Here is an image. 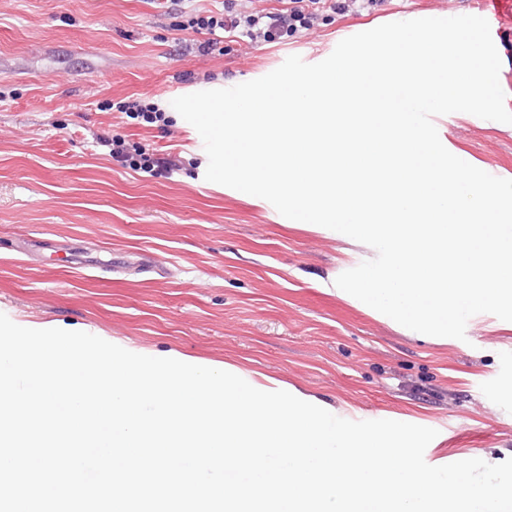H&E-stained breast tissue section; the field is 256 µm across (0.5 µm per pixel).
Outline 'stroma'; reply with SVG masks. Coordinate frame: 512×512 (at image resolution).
<instances>
[{
	"mask_svg": "<svg viewBox=\"0 0 512 512\" xmlns=\"http://www.w3.org/2000/svg\"><path fill=\"white\" fill-rule=\"evenodd\" d=\"M472 0H384L279 43L225 42L200 55L147 0H0V313L215 364L235 363L348 410L436 429L425 460L512 457V330L468 321L466 340L406 334L336 298L372 259L336 234L206 180L195 128L171 101L260 78L288 56L310 64L379 25L467 15ZM490 30L512 99V6ZM153 96L149 126L109 102ZM439 132L477 168L512 177V124L456 112ZM174 160L161 176L120 166L97 137Z\"/></svg>",
	"mask_w": 512,
	"mask_h": 512,
	"instance_id": "35a3bbf8",
	"label": "stroma"
}]
</instances>
